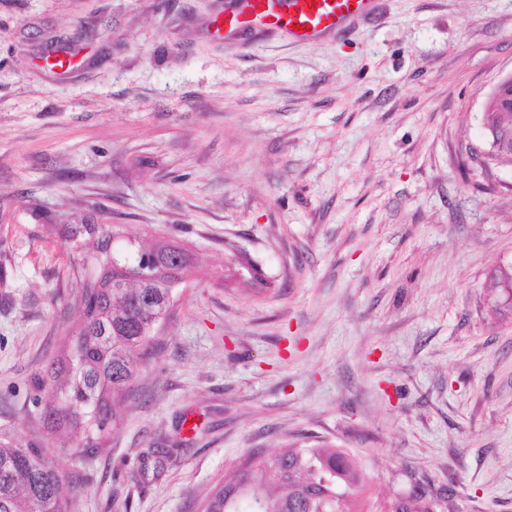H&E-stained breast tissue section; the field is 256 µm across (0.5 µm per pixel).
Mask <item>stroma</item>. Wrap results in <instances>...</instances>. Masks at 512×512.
<instances>
[{"instance_id": "35a3bbf8", "label": "stroma", "mask_w": 512, "mask_h": 512, "mask_svg": "<svg viewBox=\"0 0 512 512\" xmlns=\"http://www.w3.org/2000/svg\"><path fill=\"white\" fill-rule=\"evenodd\" d=\"M233 6L0 0V437L39 444L69 512H200L289 446L345 450L365 512L420 488L512 512V296L486 287L512 166L470 157L512 0H375L311 41L216 33ZM91 215L190 263L118 427L75 448L30 379L80 330L60 227Z\"/></svg>"}]
</instances>
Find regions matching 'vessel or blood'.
<instances>
[{
  "label": "vessel or blood",
  "instance_id": "obj_1",
  "mask_svg": "<svg viewBox=\"0 0 512 512\" xmlns=\"http://www.w3.org/2000/svg\"><path fill=\"white\" fill-rule=\"evenodd\" d=\"M374 0H248L246 11L227 19L229 27L259 22L286 32L303 26V39L340 28L347 21L367 16Z\"/></svg>",
  "mask_w": 512,
  "mask_h": 512
}]
</instances>
